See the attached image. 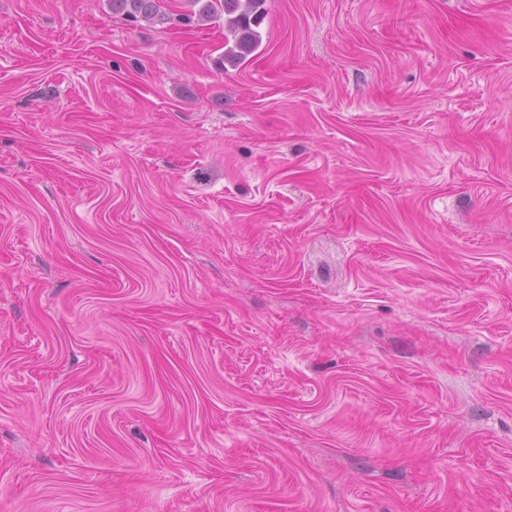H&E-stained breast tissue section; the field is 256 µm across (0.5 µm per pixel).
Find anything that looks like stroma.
I'll return each instance as SVG.
<instances>
[{
    "instance_id": "stroma-1",
    "label": "stroma",
    "mask_w": 512,
    "mask_h": 512,
    "mask_svg": "<svg viewBox=\"0 0 512 512\" xmlns=\"http://www.w3.org/2000/svg\"><path fill=\"white\" fill-rule=\"evenodd\" d=\"M169 9L0 0V512H512V0ZM112 12L124 15L128 20L136 22L166 21L169 19L165 0H110ZM201 4L197 21H208L224 14V31L232 35L233 43L224 36V61L234 66L244 63L258 48L261 35L258 28L264 18L266 0H189Z\"/></svg>"
}]
</instances>
